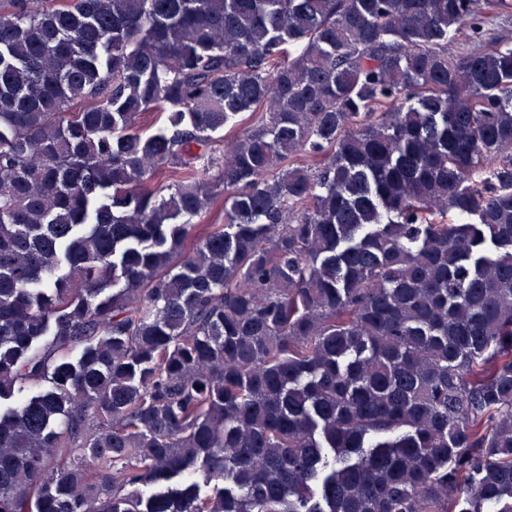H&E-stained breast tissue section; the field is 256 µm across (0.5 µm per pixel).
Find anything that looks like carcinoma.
<instances>
[{
  "label": "carcinoma",
  "instance_id": "obj_1",
  "mask_svg": "<svg viewBox=\"0 0 512 512\" xmlns=\"http://www.w3.org/2000/svg\"><path fill=\"white\" fill-rule=\"evenodd\" d=\"M495 9L0 0V512H512Z\"/></svg>",
  "mask_w": 512,
  "mask_h": 512
}]
</instances>
